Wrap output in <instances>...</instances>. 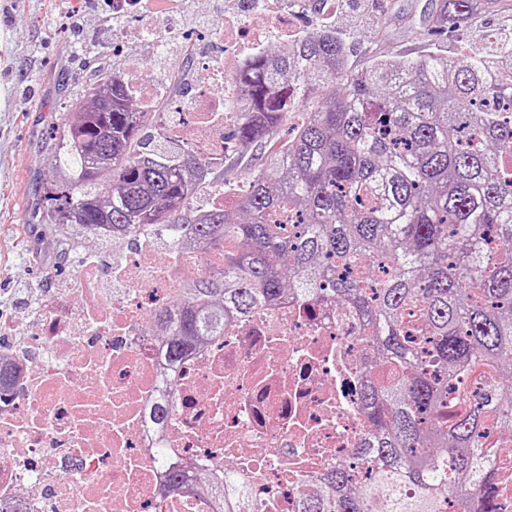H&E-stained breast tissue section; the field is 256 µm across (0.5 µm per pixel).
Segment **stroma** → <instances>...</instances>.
<instances>
[{
    "mask_svg": "<svg viewBox=\"0 0 512 512\" xmlns=\"http://www.w3.org/2000/svg\"><path fill=\"white\" fill-rule=\"evenodd\" d=\"M441 0H387L382 12L362 15L337 8L331 28L350 48L348 65L361 71L373 59L406 60L438 50L458 56L492 51L495 37L512 32V0H489L460 31L438 18ZM218 0H184L182 22L198 55L214 56L210 26ZM112 0H89L72 10L70 0H0V320H21L24 308H37L59 288L72 287L80 265L60 260L44 222L49 136L63 126L68 102L91 71L107 62L125 69L137 65L142 77L166 85L157 107L179 97L190 99L193 80L167 85L150 43L120 49L104 30ZM75 254L93 255L99 287L112 285V270L124 250L72 232Z\"/></svg>",
    "mask_w": 512,
    "mask_h": 512,
    "instance_id": "1",
    "label": "stroma"
}]
</instances>
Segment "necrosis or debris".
<instances>
[{
  "instance_id": "1",
  "label": "necrosis or debris",
  "mask_w": 512,
  "mask_h": 512,
  "mask_svg": "<svg viewBox=\"0 0 512 512\" xmlns=\"http://www.w3.org/2000/svg\"><path fill=\"white\" fill-rule=\"evenodd\" d=\"M175 0H113V9L160 17L157 51L182 42L167 24ZM291 28L267 0H234L217 18L222 61L197 65L194 151L216 160L245 58L233 43ZM138 234L127 259L133 278L105 293L72 288L51 296L24 327L6 323L0 362V512H216L223 487L166 486L154 463L165 449L187 476L232 471L252 512H300L322 478L344 465L360 472L368 424L360 390L369 326L356 309L291 295L233 315L178 362L149 321L172 306L178 282L218 273L214 250L158 251ZM170 406L165 419L157 407Z\"/></svg>"
}]
</instances>
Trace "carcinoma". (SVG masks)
<instances>
[{"label": "carcinoma", "mask_w": 512, "mask_h": 512, "mask_svg": "<svg viewBox=\"0 0 512 512\" xmlns=\"http://www.w3.org/2000/svg\"><path fill=\"white\" fill-rule=\"evenodd\" d=\"M479 7L442 0L440 16L461 27ZM115 75L97 66L51 138L59 180L44 222L57 242L71 226L133 235L158 224L224 249L222 273L151 319L171 361L290 290L362 311L375 352L360 395L364 476L328 471L329 494L303 512H370L376 484L393 488L391 512H469L475 483L494 478L483 429L512 427L501 376L448 423L471 365H512V42L362 72L328 30L268 49L240 75L234 133L266 156L229 209L197 200L211 171L169 142L158 113L134 116ZM297 102L293 135L271 141ZM154 463L184 482L163 449Z\"/></svg>", "instance_id": "1"}]
</instances>
